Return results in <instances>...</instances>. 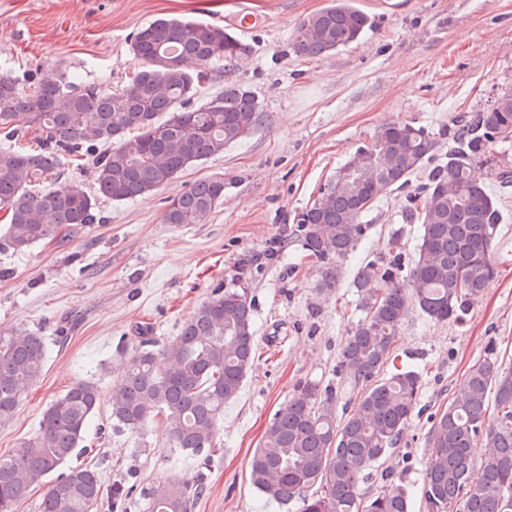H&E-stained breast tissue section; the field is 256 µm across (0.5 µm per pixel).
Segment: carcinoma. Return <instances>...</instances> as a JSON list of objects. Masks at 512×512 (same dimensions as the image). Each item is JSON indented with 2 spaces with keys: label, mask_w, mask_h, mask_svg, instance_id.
<instances>
[{
  "label": "carcinoma",
  "mask_w": 512,
  "mask_h": 512,
  "mask_svg": "<svg viewBox=\"0 0 512 512\" xmlns=\"http://www.w3.org/2000/svg\"><path fill=\"white\" fill-rule=\"evenodd\" d=\"M370 17L350 0H330L296 26L290 47L315 58L360 40ZM131 50L141 66L124 87L78 81L65 69L26 84L0 75V140L32 136L35 147L0 150L4 244L21 252L60 242L99 220L98 201L157 191L193 164L249 138L264 123L256 94L237 85L195 103L209 73L236 63L251 46L222 27L160 18L141 28ZM512 143V93L483 112L455 119L440 140L423 128L391 122L324 185L291 231L336 285L344 262L369 234L360 198L377 201L406 188V214L422 224L416 255L403 252L359 268L353 280L361 317L344 339L336 387L299 379L270 419L249 462L251 485L297 512H412L407 489L390 471L365 496L361 485L401 443L417 407L421 379L410 368L387 373L398 336L416 307L437 323L459 319L497 273L492 242L501 213L473 173L475 159ZM93 164L94 188L55 187L64 162ZM224 198V179L194 183L168 200L166 224H202ZM246 290L216 287L167 344L139 328L136 347L116 354L118 383L108 397L116 430H137L162 415L174 447L190 456L216 449L224 404L253 365L257 338ZM45 337L0 329V425L13 419L27 388L40 379ZM99 382L83 380L55 397L39 431L0 456V512H16L35 484L47 486L40 512H92L103 494L88 453ZM486 449L478 460L472 449ZM422 503L426 512H512V369L486 358L466 371L457 395L433 417L427 436ZM203 485H158L143 493L144 512H190Z\"/></svg>",
  "instance_id": "1"
}]
</instances>
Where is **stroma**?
Masks as SVG:
<instances>
[{"label": "stroma", "instance_id": "1", "mask_svg": "<svg viewBox=\"0 0 512 512\" xmlns=\"http://www.w3.org/2000/svg\"><path fill=\"white\" fill-rule=\"evenodd\" d=\"M328 0H0V73L17 79L63 67L82 80L118 89L139 62L132 36L158 18L224 28L240 8L255 16L243 39L252 52L213 74L198 96L224 86L252 88L265 121L244 142L200 161L151 195L100 201L101 220L65 245L0 248V327L36 332L48 341L41 379L0 426V455L15 452L39 429L53 398L82 379L103 391L117 349L134 346L136 328L173 340L216 286L246 289L254 306L258 351L236 398L224 406L217 448L191 457L169 446L156 416L139 431H109V406L91 425L83 462L105 485L136 491L126 512H143V489L162 482L203 483L191 512H287L249 481V461L269 418L297 379L335 383L340 347L357 321L352 286L360 264L398 244L413 260L421 225L392 191L366 216L369 237L345 262L336 288L321 289V270L289 234L295 215L374 132L390 122L438 136L466 112L489 109L512 92V0H354L372 19L356 43L318 58H296L289 38ZM512 167V145L476 159L474 169L502 214L493 241L499 272L463 320L437 324L411 311L397 342L396 367L420 372L421 412L385 462L423 512L421 487L430 417L453 397L472 363L512 365V185L494 176ZM220 177L224 199L204 223L167 224L169 197L194 182Z\"/></svg>", "mask_w": 512, "mask_h": 512}]
</instances>
